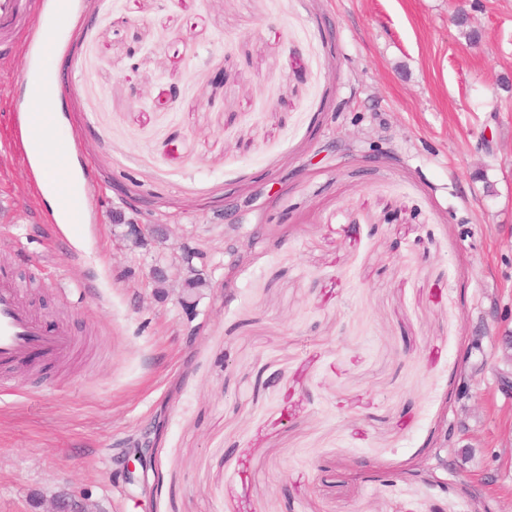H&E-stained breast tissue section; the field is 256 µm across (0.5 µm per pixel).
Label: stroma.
Returning <instances> with one entry per match:
<instances>
[{"instance_id":"35a3bbf8","label":"stroma","mask_w":512,"mask_h":512,"mask_svg":"<svg viewBox=\"0 0 512 512\" xmlns=\"http://www.w3.org/2000/svg\"><path fill=\"white\" fill-rule=\"evenodd\" d=\"M456 7L75 0L57 53L0 34V268L86 344L0 392V512H512V0H469L476 44ZM37 76L84 224L24 146Z\"/></svg>"}]
</instances>
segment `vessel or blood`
Here are the masks:
<instances>
[{
  "label": "vessel or blood",
  "instance_id": "obj_1",
  "mask_svg": "<svg viewBox=\"0 0 512 512\" xmlns=\"http://www.w3.org/2000/svg\"><path fill=\"white\" fill-rule=\"evenodd\" d=\"M23 12L24 0H0V31L11 30ZM76 344L66 327L47 330L24 304L9 273L0 269V390L9 385L6 369L31 353L56 363L70 357Z\"/></svg>",
  "mask_w": 512,
  "mask_h": 512
}]
</instances>
